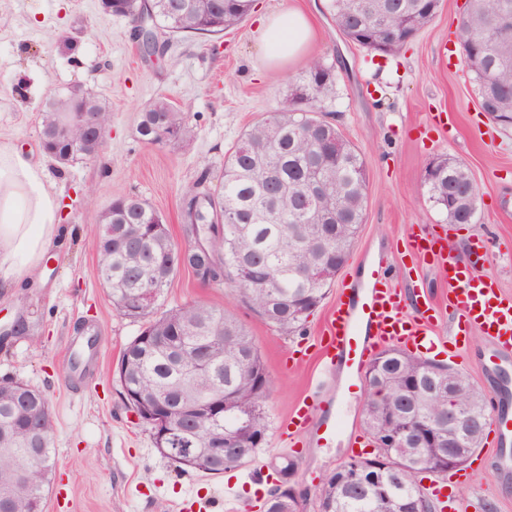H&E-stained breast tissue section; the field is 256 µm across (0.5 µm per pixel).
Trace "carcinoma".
<instances>
[{"label":"carcinoma","instance_id":"1","mask_svg":"<svg viewBox=\"0 0 512 512\" xmlns=\"http://www.w3.org/2000/svg\"><path fill=\"white\" fill-rule=\"evenodd\" d=\"M155 24L167 36H216L243 22L253 0H152ZM441 0H327V10L342 36L381 55L399 52L436 17ZM114 16L136 20L144 13L140 0H109ZM512 21V0H468L458 26L462 55L477 86L478 102L498 120H512V24L502 33V20ZM335 66L313 59L293 81L288 97L250 126L224 157V190L201 189L207 175L185 188L183 233L199 237L206 249L190 257L189 270L223 266L224 281L241 284L240 297L279 332L301 331L325 298L357 243L365 222L369 175L358 149L324 119L325 104L335 93ZM98 109L100 125L110 126L107 103L87 94ZM183 134L185 118L164 97L142 109L137 132L148 123ZM83 129L75 125L67 143L46 142L45 151L59 162L83 155ZM322 179L312 193L309 185ZM430 198L451 224L475 221L480 188L462 162L444 157L441 178L426 185ZM460 199L450 210L448 192ZM103 220L90 225L98 254L99 278L110 293L113 311L140 324L124 349L119 367L129 390L151 399L167 395L184 409L178 418L183 438L199 448L209 435L229 437L250 429L265 442L264 406L274 390L263 357L247 330L229 313L204 302L162 308L172 276L158 273L153 259L171 245L163 216L137 194L113 198ZM150 235L146 242L138 231ZM146 289L153 302L138 305ZM206 350L204 365L187 377L184 354ZM366 372L383 383L389 403L406 419L414 416L430 426L448 413V391L463 389L457 406L478 420L467 447H480L487 416L469 376L454 367L413 356L398 347L383 349ZM443 386L427 401L432 383ZM206 391L224 397L221 423H197L186 412ZM54 418L45 394L16 381H0V512H34L35 497H45L52 477ZM45 441L43 460L31 462L27 451ZM438 449L420 444L379 448L363 460L357 484L337 482L325 489L320 510L331 512H396L424 493L425 476L443 477L448 468Z\"/></svg>","mask_w":512,"mask_h":512}]
</instances>
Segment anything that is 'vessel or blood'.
<instances>
[{"label":"vessel or blood","instance_id":"b4317fda","mask_svg":"<svg viewBox=\"0 0 512 512\" xmlns=\"http://www.w3.org/2000/svg\"><path fill=\"white\" fill-rule=\"evenodd\" d=\"M409 251L432 256L448 284L451 315L465 327L479 328L487 337L485 363L512 353V296L493 287L494 277L461 268L445 240L421 238ZM401 344L422 353L446 347L438 331V316L428 289L414 286L411 294L393 288L386 268L377 260L365 262L359 279L342 288L327 314L323 332L313 347H300L301 357H314L317 376L311 398L299 402L284 428L289 436L310 433L329 442L341 424L329 421L339 399L351 400L363 390L362 373L380 349ZM492 444L498 453L479 472L491 481L512 476V411L491 401Z\"/></svg>","mask_w":512,"mask_h":512}]
</instances>
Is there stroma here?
Listing matches in <instances>:
<instances>
[{
    "mask_svg": "<svg viewBox=\"0 0 512 512\" xmlns=\"http://www.w3.org/2000/svg\"><path fill=\"white\" fill-rule=\"evenodd\" d=\"M325 0H256L254 14L218 38L175 40L168 60L145 59L122 17L102 18L99 0H0V145L26 148L62 190V221L71 234L39 270L44 285L23 288L0 301V380H19L43 391L55 420L54 471L43 512H228L226 488L238 495V512H257L276 485L272 464L292 455L304 491V512H316L321 483L350 460L346 437L327 447L289 451L281 426L307 393L314 363L293 366L300 340H315L345 282L360 274L367 254L382 257L393 284H413L445 300L448 287L430 262L412 259L406 246L416 233L449 240L469 263L477 245L492 259L480 263L499 288L512 293V125L480 110L477 90L462 59L458 19L466 0H443L434 20L395 56L346 42L324 9ZM299 8L310 18L307 47L279 67L269 66L256 41L258 15ZM315 58L336 66V90L326 104L331 120L361 151L369 173L365 222L345 266L306 323L304 337L286 336L263 322L226 284L201 285L182 271L165 291L172 308L203 301L233 315L259 347L275 388L265 406V442L253 461L220 475L184 472L155 448L149 426L128 408L117 370L139 326L118 317L98 278V256L86 231L117 195L135 193L159 211L174 242H182L183 189L207 174L220 192L224 156L255 122L288 95L292 79ZM79 86L105 100L112 112L105 150L92 159L59 165L40 141L49 93ZM166 97L183 112L187 134L161 145L138 135L139 110ZM464 162L480 187L471 224H452L423 187L430 159ZM95 334L99 361L85 377L73 368L81 326ZM486 336L468 330L451 364L466 372L484 398L512 397V357L488 373L480 360ZM482 443L459 467L464 482L451 497L478 512H512V480L477 477Z\"/></svg>",
    "mask_w": 512,
    "mask_h": 512,
    "instance_id": "35a3bbf8",
    "label": "stroma"
}]
</instances>
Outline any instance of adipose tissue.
<instances>
[{
  "label": "adipose tissue",
  "instance_id": "obj_1",
  "mask_svg": "<svg viewBox=\"0 0 512 512\" xmlns=\"http://www.w3.org/2000/svg\"><path fill=\"white\" fill-rule=\"evenodd\" d=\"M282 30L287 40L279 49L272 35ZM256 31L260 50L279 62L308 43L311 24L305 13L285 9L261 15ZM65 234L59 195L43 168L16 148L0 146V287H24L42 259L63 246Z\"/></svg>",
  "mask_w": 512,
  "mask_h": 512
}]
</instances>
